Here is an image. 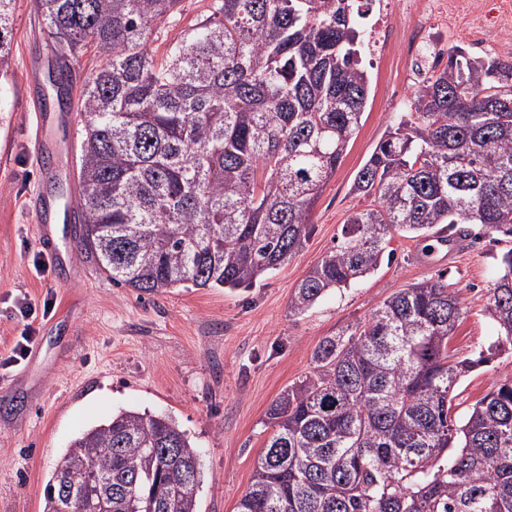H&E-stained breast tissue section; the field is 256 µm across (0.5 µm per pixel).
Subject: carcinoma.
I'll return each instance as SVG.
<instances>
[{"label": "carcinoma", "mask_w": 512, "mask_h": 512, "mask_svg": "<svg viewBox=\"0 0 512 512\" xmlns=\"http://www.w3.org/2000/svg\"><path fill=\"white\" fill-rule=\"evenodd\" d=\"M181 0H36L52 41L48 102L76 110L78 223L116 285L246 288L311 231L315 203L370 93L357 0H212L161 56L154 26ZM15 0H0L7 78ZM95 67L76 85L75 63ZM372 199L301 281L293 313L377 270L396 230L481 224L512 238V60L450 57L357 171ZM487 311L512 348V248ZM463 314L442 279L392 294L321 339L313 372L266 412L274 433L237 512H512V380L452 416L458 381L488 361L453 357ZM197 512L198 452L170 418L123 410L76 438L44 512Z\"/></svg>", "instance_id": "obj_1"}]
</instances>
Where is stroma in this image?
<instances>
[{
	"instance_id": "obj_1",
	"label": "stroma",
	"mask_w": 512,
	"mask_h": 512,
	"mask_svg": "<svg viewBox=\"0 0 512 512\" xmlns=\"http://www.w3.org/2000/svg\"><path fill=\"white\" fill-rule=\"evenodd\" d=\"M497 2L485 0L480 23L436 20L441 57L481 41L507 59L512 35L495 21ZM44 30L35 0H15L11 68L0 81V512H44V486L72 440L124 409L172 417L199 453V512H237L272 434L265 422L271 402L312 372L311 353L322 338L364 320L412 283L444 278L463 307L451 352L490 354L456 385V417L512 380V350L494 349L485 311L498 259L512 246L479 224L469 227L478 243L463 241L452 255L394 232L392 256L373 274L329 292L304 314L289 307L348 216L367 208L368 199L351 190L354 176L424 74L401 64L373 66L361 125L314 206L309 238L288 262L246 289L142 294L99 272L64 215L66 202L78 197L73 150L81 125L76 112L61 123L57 109L43 104L52 56ZM40 129L47 149L38 157L32 142ZM44 204L59 245L55 257L38 243L34 212ZM23 301L36 308L27 322L17 311ZM27 324L30 351L11 361Z\"/></svg>"
}]
</instances>
